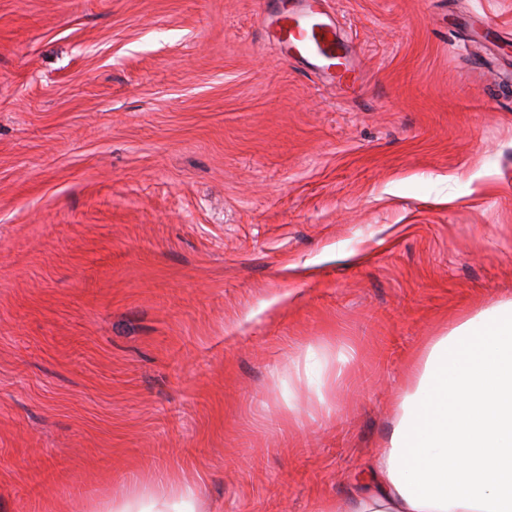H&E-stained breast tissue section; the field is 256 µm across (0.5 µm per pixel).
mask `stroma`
Returning a JSON list of instances; mask_svg holds the SVG:
<instances>
[{"label": "stroma", "instance_id": "1", "mask_svg": "<svg viewBox=\"0 0 512 512\" xmlns=\"http://www.w3.org/2000/svg\"><path fill=\"white\" fill-rule=\"evenodd\" d=\"M284 2L0 0V512H322L512 299V0H324L354 92ZM299 9L278 10L272 39L285 55L301 58L311 67L328 73L336 81V59L343 60L344 69L337 75V84L353 90L360 81V70L350 62L346 44L331 20L324 21L322 0H301ZM196 486L180 484L172 477L152 488H136L119 501H106L97 512H197Z\"/></svg>", "mask_w": 512, "mask_h": 512}]
</instances>
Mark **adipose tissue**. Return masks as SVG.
Instances as JSON below:
<instances>
[{"instance_id":"adipose-tissue-1","label":"adipose tissue","mask_w":512,"mask_h":512,"mask_svg":"<svg viewBox=\"0 0 512 512\" xmlns=\"http://www.w3.org/2000/svg\"><path fill=\"white\" fill-rule=\"evenodd\" d=\"M368 489L324 512H512V300L434 337L401 377L397 419ZM166 478L99 512H197Z\"/></svg>"}]
</instances>
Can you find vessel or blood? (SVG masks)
<instances>
[{
    "label": "vessel or blood",
    "mask_w": 512,
    "mask_h": 512,
    "mask_svg": "<svg viewBox=\"0 0 512 512\" xmlns=\"http://www.w3.org/2000/svg\"><path fill=\"white\" fill-rule=\"evenodd\" d=\"M272 39L281 53L303 59L324 72L336 62H343L338 85L346 90L357 87L360 72L349 63L347 47L336 25L324 21L322 0H302L300 8L277 12Z\"/></svg>",
    "instance_id": "obj_1"
}]
</instances>
